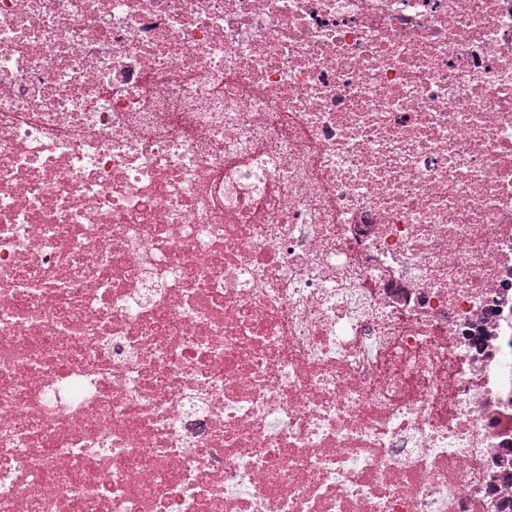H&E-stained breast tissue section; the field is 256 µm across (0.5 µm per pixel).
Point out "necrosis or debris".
I'll use <instances>...</instances> for the list:
<instances>
[{"label": "necrosis or debris", "instance_id": "4bbe7bcc", "mask_svg": "<svg viewBox=\"0 0 512 512\" xmlns=\"http://www.w3.org/2000/svg\"><path fill=\"white\" fill-rule=\"evenodd\" d=\"M0 512H512V0H0Z\"/></svg>", "mask_w": 512, "mask_h": 512}]
</instances>
